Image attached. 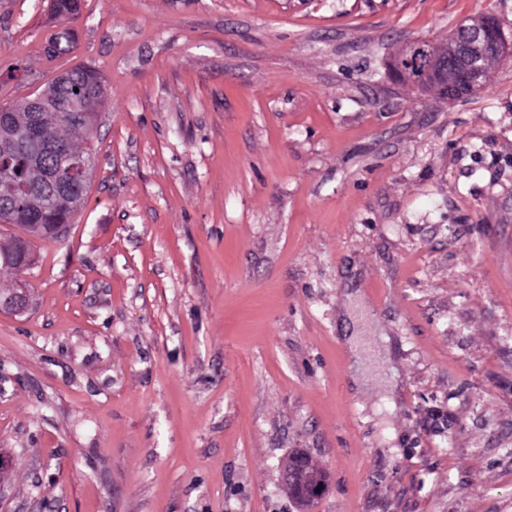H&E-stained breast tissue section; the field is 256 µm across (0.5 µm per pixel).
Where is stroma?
I'll use <instances>...</instances> for the list:
<instances>
[{
    "mask_svg": "<svg viewBox=\"0 0 512 512\" xmlns=\"http://www.w3.org/2000/svg\"><path fill=\"white\" fill-rule=\"evenodd\" d=\"M48 2L0 0V107L83 67L104 104L0 271V512H301L297 448L308 512H512V52L454 101L388 71L512 0Z\"/></svg>",
    "mask_w": 512,
    "mask_h": 512,
    "instance_id": "obj_1",
    "label": "stroma"
}]
</instances>
